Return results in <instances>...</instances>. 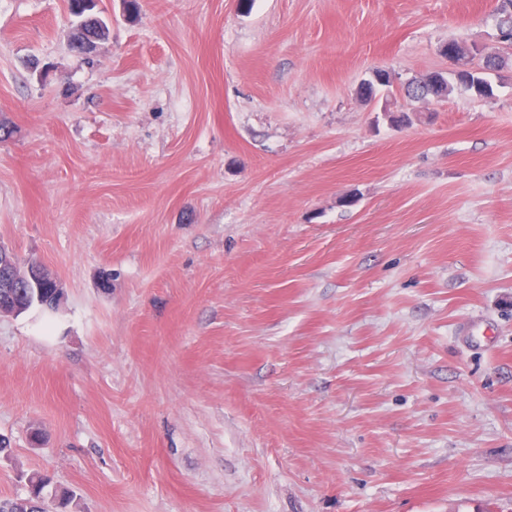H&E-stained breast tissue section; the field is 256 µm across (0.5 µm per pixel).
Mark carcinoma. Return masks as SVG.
<instances>
[{"instance_id":"1","label":"carcinoma","mask_w":512,"mask_h":512,"mask_svg":"<svg viewBox=\"0 0 512 512\" xmlns=\"http://www.w3.org/2000/svg\"><path fill=\"white\" fill-rule=\"evenodd\" d=\"M68 2L70 15L78 20L74 33L75 48L81 51L85 45L107 38L109 29L104 19L87 15L80 0H68ZM497 15V27L505 31V36L512 35V0H499ZM449 44L455 51L456 68L446 76L439 72H432L407 82L403 87L405 96L410 100L428 98L441 100L447 98L457 86L479 97L494 96L493 86L486 74L506 68L509 65V59L495 52L486 60L485 65L469 69L467 65L472 61L473 45L457 40H451ZM391 85L392 74L385 69H377L373 72L371 79L359 86V95L370 102L375 99L378 88ZM0 302L18 308L21 313L36 304L50 310L58 306V298L52 296V292L47 289L39 298L27 288L1 289ZM29 483L30 492L25 498L0 497V512H46L42 497L46 479L41 476H32Z\"/></svg>"}]
</instances>
